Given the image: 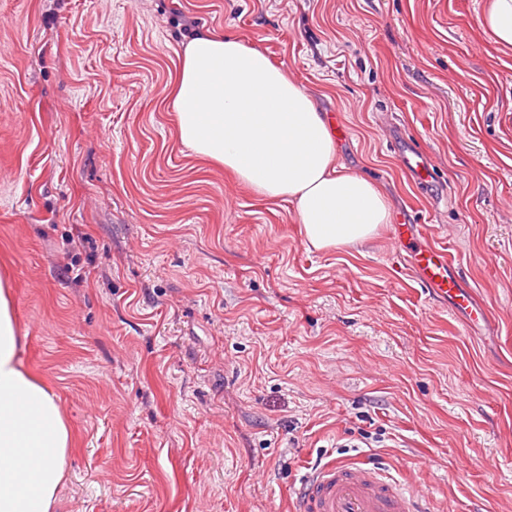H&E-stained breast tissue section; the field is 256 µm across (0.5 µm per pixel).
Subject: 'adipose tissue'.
<instances>
[{
    "label": "adipose tissue",
    "mask_w": 512,
    "mask_h": 512,
    "mask_svg": "<svg viewBox=\"0 0 512 512\" xmlns=\"http://www.w3.org/2000/svg\"><path fill=\"white\" fill-rule=\"evenodd\" d=\"M172 107L181 143L257 196L294 203L314 249L364 243L388 223L381 191L336 163L315 102L261 50L217 30L196 34ZM11 293L0 279V512H52L71 431L53 395L22 367Z\"/></svg>",
    "instance_id": "ef3b65f1"
}]
</instances>
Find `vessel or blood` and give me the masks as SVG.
<instances>
[{
  "mask_svg": "<svg viewBox=\"0 0 512 512\" xmlns=\"http://www.w3.org/2000/svg\"><path fill=\"white\" fill-rule=\"evenodd\" d=\"M400 162L415 184L426 185L435 162L413 145H405ZM394 239L435 298L479 320L484 310L451 268L446 249L436 246L417 225L399 223ZM292 512H432L422 491L387 476L365 462L327 463L307 473L295 488Z\"/></svg>",
  "mask_w": 512,
  "mask_h": 512,
  "instance_id": "1",
  "label": "vessel or blood"
}]
</instances>
